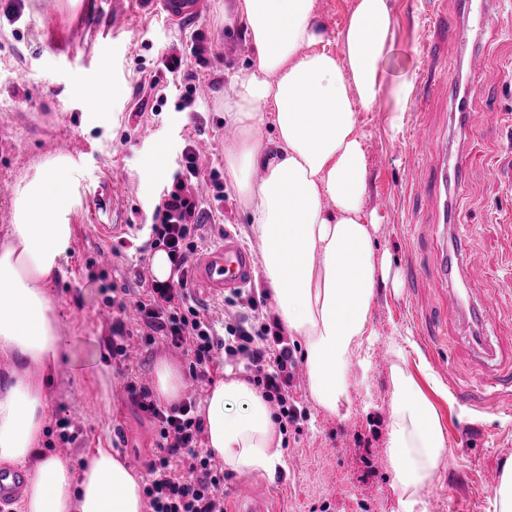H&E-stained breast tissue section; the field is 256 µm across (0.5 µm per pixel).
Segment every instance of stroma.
I'll return each instance as SVG.
<instances>
[{"label": "stroma", "instance_id": "obj_1", "mask_svg": "<svg viewBox=\"0 0 512 512\" xmlns=\"http://www.w3.org/2000/svg\"><path fill=\"white\" fill-rule=\"evenodd\" d=\"M395 25L381 75L384 86L408 77L409 98L400 128L389 123L388 104L358 112L368 163L366 211L375 219L374 242L388 260V275L371 308L373 334L365 348L370 368H353L347 415H330L313 400L305 363H298L291 392L304 415L282 435L284 467L254 472L279 512H399L393 468L385 453L390 412V375L402 364L435 404L448 452L438 479L425 494L427 512H495L493 469L512 461V387L497 385L512 362V284L504 280V237L512 224V9L498 11L492 30L464 28L460 40L424 50L433 13H459V0H389ZM0 0V240L14 221V191L39 164L58 156L60 143L78 165L70 177L73 233L48 294L56 303L68 340L67 355L53 371L45 428L52 451L73 463L90 449L113 448L125 460L150 461L157 453L154 423L125 390L126 369L103 340L119 312L112 285L150 266L151 225L187 141L219 171L224 200L214 222L204 224V247L233 233L250 251L257 241L238 193L224 176V93L230 76L254 54L235 0H204L195 22L169 24L152 14H112L105 0H22L9 16ZM203 34L204 63L188 60L167 72L161 59L189 47ZM112 39L115 52L101 46ZM485 55L469 101L471 131L459 137L447 83L465 78L463 56ZM111 77L122 89L104 101L112 121L88 123L74 89ZM211 88L204 103L185 98L187 86ZM496 106L501 124L488 121ZM429 128L432 148L413 150L408 131L415 120ZM469 155L470 177L454 191V205L469 233L455 282L445 280L447 245L442 203L410 198L407 188L437 173L445 154ZM113 252L110 266L99 251ZM468 289L474 301L500 294L482 311L483 345L473 350L452 309L449 286ZM79 429L62 442L60 419Z\"/></svg>", "mask_w": 512, "mask_h": 512}]
</instances>
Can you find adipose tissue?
<instances>
[{
    "label": "adipose tissue",
    "instance_id": "ef3b65f1",
    "mask_svg": "<svg viewBox=\"0 0 512 512\" xmlns=\"http://www.w3.org/2000/svg\"><path fill=\"white\" fill-rule=\"evenodd\" d=\"M316 0H236L255 58L232 74L224 120L238 132L226 172L250 213L266 283L289 335L302 337L308 387L338 414L349 399L350 357L369 333L386 261L365 214L367 158L358 108L387 99L399 123L409 78L380 75L395 20L388 0H354L324 48ZM272 134L263 139L261 128ZM76 161L54 158L18 185L14 222L0 245V352L15 367L0 386V464L25 472L21 512H143L144 482L120 453L95 448L82 465L42 450L51 371L66 340L47 289L72 235L68 177ZM262 177H255V170ZM386 453L403 512H422L423 493L447 454L436 407L401 367L391 374ZM206 447L235 472L284 464L261 392L234 372L209 390Z\"/></svg>",
    "mask_w": 512,
    "mask_h": 512
}]
</instances>
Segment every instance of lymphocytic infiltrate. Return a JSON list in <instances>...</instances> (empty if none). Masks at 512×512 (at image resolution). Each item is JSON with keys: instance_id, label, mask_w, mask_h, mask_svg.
I'll use <instances>...</instances> for the list:
<instances>
[{"instance_id": "f902f5d3", "label": "lymphocytic infiltrate", "mask_w": 512, "mask_h": 512, "mask_svg": "<svg viewBox=\"0 0 512 512\" xmlns=\"http://www.w3.org/2000/svg\"><path fill=\"white\" fill-rule=\"evenodd\" d=\"M175 180L174 188L158 204L152 232L154 246L167 250L178 279H140L135 287L123 289L117 307L123 310L134 305L140 323L132 330L123 321L113 323L105 340L107 351L112 358L125 361L132 336L148 344L160 339L185 348L189 375L199 380L208 376L216 349H223L225 358L245 364L266 401L274 406L275 422L287 428L302 412L292 402L290 387L297 362L281 328L261 321L260 302L238 293L225 298V305L236 313L225 322L223 331H216L188 289L190 258L202 241L199 231L212 217L213 203L224 199L220 193L210 200L192 193V185L201 180L192 145L182 151ZM125 389L156 429L158 452L147 466L144 489L148 512H224V471L201 446L204 420L196 399L189 397L178 406L164 408L152 400L149 387L133 372L127 375Z\"/></svg>"}]
</instances>
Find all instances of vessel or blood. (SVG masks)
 <instances>
[{
	"label": "vessel or blood",
	"instance_id": "obj_1",
	"mask_svg": "<svg viewBox=\"0 0 512 512\" xmlns=\"http://www.w3.org/2000/svg\"><path fill=\"white\" fill-rule=\"evenodd\" d=\"M462 5L459 19L432 18L429 29L433 41L458 39L463 25L470 24L477 31L492 27L494 15L490 0H460ZM113 7L134 8L149 11L163 17L169 23H183L195 19L201 10V0H113ZM475 90L474 84H451L448 100L451 109L458 116L460 128L468 126L467 101ZM451 170L437 174L432 179H417L410 189L411 196L428 193H447L449 183L465 182L469 170L466 156L455 155L450 162ZM195 282L208 290L211 295L221 296L245 288L253 279V259L232 234H225L222 242L202 253L193 269ZM270 497L256 494L249 488L236 486L228 501L227 512H270Z\"/></svg>",
	"mask_w": 512,
	"mask_h": 512
}]
</instances>
